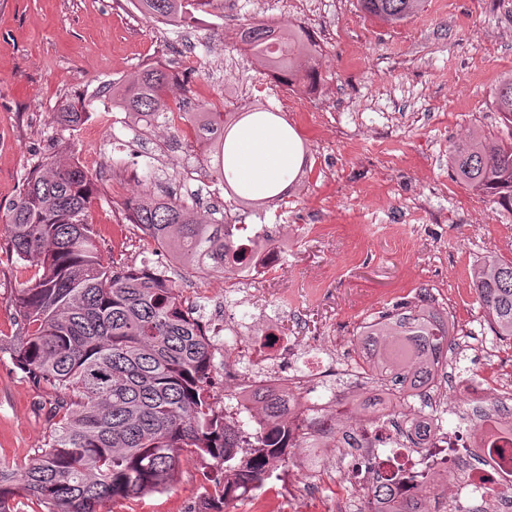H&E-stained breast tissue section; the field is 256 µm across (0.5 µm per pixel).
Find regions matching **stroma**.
I'll use <instances>...</instances> for the list:
<instances>
[{
	"instance_id": "stroma-1",
	"label": "stroma",
	"mask_w": 512,
	"mask_h": 512,
	"mask_svg": "<svg viewBox=\"0 0 512 512\" xmlns=\"http://www.w3.org/2000/svg\"><path fill=\"white\" fill-rule=\"evenodd\" d=\"M224 0L205 21L165 26L130 0H0V213L38 162L75 157L86 164L99 198L91 215L105 260L169 266L186 306L204 319L227 307L223 277L188 270L130 223L125 203L152 173L160 190L195 202L206 221L256 218L231 207L212 181L205 143L167 127L139 129L100 89L124 83L151 64L180 79L170 106L203 104L238 123L242 108L279 112V125L300 139L295 180L265 209L283 248V267L248 284L239 297L265 333L295 337L300 356L335 343L354 356L362 322L427 290L453 317L470 374L512 382V347L495 340L470 287L469 270L484 256L512 260V214L455 182L448 145L471 131L502 130L489 89L512 72V0H425L405 21L365 17L358 0ZM285 27L305 21L319 45L317 93L280 88L239 41L257 18ZM71 101L88 119L66 139L55 137L53 112ZM33 268L16 262L0 231V339L16 324L8 300ZM49 389L34 384L0 353V462H25L51 439ZM327 477L301 471L285 489L279 468L264 487L224 512H357V490L345 479L354 458L325 448ZM203 463L180 458L166 489L112 504L111 512H201L208 483Z\"/></svg>"
}]
</instances>
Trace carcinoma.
<instances>
[{
    "label": "carcinoma",
    "mask_w": 512,
    "mask_h": 512,
    "mask_svg": "<svg viewBox=\"0 0 512 512\" xmlns=\"http://www.w3.org/2000/svg\"><path fill=\"white\" fill-rule=\"evenodd\" d=\"M196 0H131L146 18L181 24ZM368 16L397 23L413 16L423 0H359ZM245 50L278 81L290 86L314 82L317 44L301 26L249 23ZM173 73L157 65L143 69L112 106L146 128L180 120L201 138L224 133V113L200 107L173 112L167 98ZM503 123L512 128V74L489 91ZM87 113L71 102L54 119L73 130ZM224 144L213 149L214 181L235 203H246L232 188L224 166ZM456 182L512 214V136L478 133L448 148ZM144 176L141 196L127 202L132 223L183 267L239 275L248 250L270 245L245 224H206L192 205L155 193ZM96 195L90 173L79 162L35 165L24 178L0 229L19 262L36 268L9 303L18 331L10 342L14 364L37 384L53 390L62 409L49 447L23 465L0 463V512H12L19 491L47 512H100L106 502L144 496L166 488L180 456L189 452L207 468L213 486L212 512H223L230 494L264 487L272 470L285 463L288 428L277 420L287 401L255 395L267 423L243 441L248 416L238 428L224 423L210 383L215 344L204 333L198 309L184 306L169 269L141 268L104 260L89 213ZM471 288L490 331L512 341V260L488 256L474 264ZM448 312L418 293L362 322L359 360L390 398L409 406L423 402L441 370L448 368ZM391 491L379 482L363 491L360 512L372 498Z\"/></svg>",
    "instance_id": "cac0c4a2"
}]
</instances>
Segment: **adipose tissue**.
<instances>
[{"label":"adipose tissue","mask_w":512,"mask_h":512,"mask_svg":"<svg viewBox=\"0 0 512 512\" xmlns=\"http://www.w3.org/2000/svg\"><path fill=\"white\" fill-rule=\"evenodd\" d=\"M225 156L244 188L261 197L284 190L297 161V138L263 115H251L228 139Z\"/></svg>","instance_id":"1"}]
</instances>
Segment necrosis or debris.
I'll list each match as a JSON object with an SVG mask.
<instances>
[{
  "instance_id": "obj_1",
  "label": "necrosis or debris",
  "mask_w": 512,
  "mask_h": 512,
  "mask_svg": "<svg viewBox=\"0 0 512 512\" xmlns=\"http://www.w3.org/2000/svg\"><path fill=\"white\" fill-rule=\"evenodd\" d=\"M236 319L224 322L227 355L224 385L234 397L255 389H272L288 400V444L304 445L309 436L340 440L352 438L357 452L370 464L369 472H350L351 481L369 487L375 476H383L399 487L400 494H412L403 478L410 469L424 468L433 488L416 496L419 512H437L448 501L480 497L492 512L503 506L502 491L512 488V465L499 457L488 458L483 472L465 469L461 460L466 448L479 437L500 433L512 425V390H499L481 377L446 383L438 380L433 391L434 407L414 412L412 421L430 418V428L414 443L405 433L390 430L385 415L361 407V394L369 389L357 363L335 366L322 357L303 361L288 369L285 359L291 343L281 342L277 359H260L255 348L237 334ZM349 378L346 390H337V376Z\"/></svg>"
}]
</instances>
